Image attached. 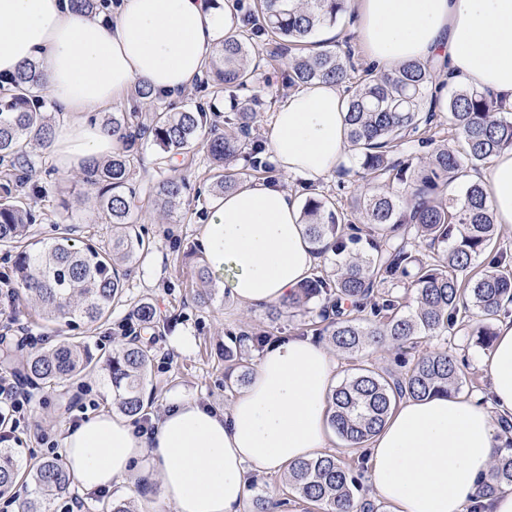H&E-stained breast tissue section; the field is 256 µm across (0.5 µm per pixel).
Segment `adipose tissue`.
<instances>
[{
  "mask_svg": "<svg viewBox=\"0 0 512 512\" xmlns=\"http://www.w3.org/2000/svg\"><path fill=\"white\" fill-rule=\"evenodd\" d=\"M359 37L382 72L418 61L460 86L512 105V0H352ZM232 0H119L109 21L68 0H0V78L38 61L54 109L49 159L78 171L110 156L111 135L88 117L130 96L135 84L169 98L201 75L231 25ZM339 86L293 91L272 116V160L308 182L329 177L348 147ZM495 221L512 227V150L484 176ZM201 247L216 281L244 307L281 303L316 257L298 197L270 179H248L213 200ZM491 403L477 397L406 399L366 447V479L390 512H512V487L490 498L504 450L497 421L512 419V319L501 322L486 359ZM338 362L323 345L292 336L258 360L228 407L174 396L138 432L126 416L100 413L68 429L63 446L80 488L132 485L156 474L174 512H243L247 473H279L320 456L330 439Z\"/></svg>",
  "mask_w": 512,
  "mask_h": 512,
  "instance_id": "1",
  "label": "adipose tissue"
}]
</instances>
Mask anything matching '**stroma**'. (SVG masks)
Listing matches in <instances>:
<instances>
[{
	"label": "stroma",
	"mask_w": 512,
	"mask_h": 512,
	"mask_svg": "<svg viewBox=\"0 0 512 512\" xmlns=\"http://www.w3.org/2000/svg\"><path fill=\"white\" fill-rule=\"evenodd\" d=\"M141 159L143 164L137 167L133 177L135 203L140 216L139 228L150 238L151 249L128 273L127 305L115 308L106 329L92 336L90 343L108 349L118 347L124 341L120 326L129 315L131 303L151 299L165 328L155 340L156 358L146 377L145 396L153 401L150 416L160 414L174 393L226 407L234 397L233 392L224 388V362L219 354L227 334L271 327L276 335L292 336L297 334L300 320L286 313L277 323H270L266 310L243 309L222 291L209 305L197 303L195 293L201 286L198 278L201 215L209 211L211 203L194 193L189 195L187 205L170 214L156 211L150 188L158 175L148 167L156 159L151 142H144ZM49 168L44 156H37V173L33 178L40 191L36 207L38 220L33 226L36 239L54 237L58 223L64 222L79 226L81 235L98 243H109L112 237L109 226L94 223L86 208L76 204L79 186L62 180L60 174L50 173ZM184 334L194 336L195 341L191 350L183 353L177 351L172 340ZM443 348L456 351L467 360L469 381L462 388V395H488L490 380L484 365L488 352L475 346L468 328L458 329L446 339L428 336L419 342V349L424 353ZM34 394L31 428L17 433L9 443L24 461L48 455L41 435L59 443L73 420L116 411L112 388L101 374L66 384L61 391L38 388ZM84 498L87 512H101L103 502L112 499L130 502L136 512H173L172 506L163 504L160 481L155 477L133 487L116 484L102 492L88 491Z\"/></svg>",
	"instance_id": "obj_1"
}]
</instances>
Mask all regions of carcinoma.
<instances>
[{"instance_id": "cac0c4a2", "label": "carcinoma", "mask_w": 512, "mask_h": 512, "mask_svg": "<svg viewBox=\"0 0 512 512\" xmlns=\"http://www.w3.org/2000/svg\"><path fill=\"white\" fill-rule=\"evenodd\" d=\"M348 2L236 0L241 22L224 37L203 79L214 94L229 92L222 133L207 127L205 106L171 112L143 85L136 87L129 111L103 118L100 128L117 137L118 147L106 159L88 161L74 179L85 187L78 202L95 221L112 226L106 246L80 239L70 225L49 243L33 239L34 151L50 145L54 113L47 111L39 64L25 66L8 87L0 86V246L15 251L9 277L18 290L46 326L62 333L50 347L20 358L18 346H0V367L42 387L63 386L102 369L118 409L129 417L145 412L144 382L161 324L153 302L144 298L134 304L125 323L133 334L112 352L98 354L86 340V334L108 325L112 310L125 303L128 270L146 247L137 230L132 184L141 145L149 139L158 148L153 203L163 211L180 205L190 188L186 178L169 174V162L190 158L204 134L209 135L213 174L207 191L212 197L234 190L250 171L271 172L266 142L258 134L267 89L255 82L267 56L288 63L291 86L329 82L345 87L354 172L365 185L348 211L315 186L306 187L301 222L315 255L331 252L344 260L329 273L312 274L286 301L271 307L268 316L277 320L290 309L318 301L320 309L305 331L348 354L384 345L403 368L401 373L357 368L334 390L328 423L362 465L366 443L402 399L452 395L462 389L463 363L452 351L420 355L416 347L421 338L452 333L476 309L482 324L470 336L488 348L495 336L491 321L512 304V256L495 250L497 228L486 185L468 181L460 193L448 194V186L468 170L512 149V107L487 92L458 87L448 92L447 110L462 148L437 139L431 130L440 125L441 105L433 69L410 61L388 73L368 68L358 75L350 54L312 40L318 29L347 13ZM243 90L248 95L241 102L237 92ZM414 137L429 148L417 162L402 151ZM239 160L244 161L240 171L230 170ZM384 224L401 228V236L378 238L372 228ZM485 253L491 255L487 269L475 270V261ZM198 277L203 287L197 289L196 300L205 304L216 295L207 264L199 265ZM405 286L416 293L413 312H405V297L399 292ZM272 340L265 331L227 336L226 389L248 381L251 352ZM27 481L34 482L40 497L20 502V512H45L44 503L70 494L74 477L61 459L32 458L22 464L12 449L0 448V496ZM285 481L291 497L273 503L258 492L252 512H274L294 498L319 512H377L356 496L358 473L332 454L293 464ZM504 485L512 486V455L497 460L483 496H494Z\"/></svg>"}]
</instances>
